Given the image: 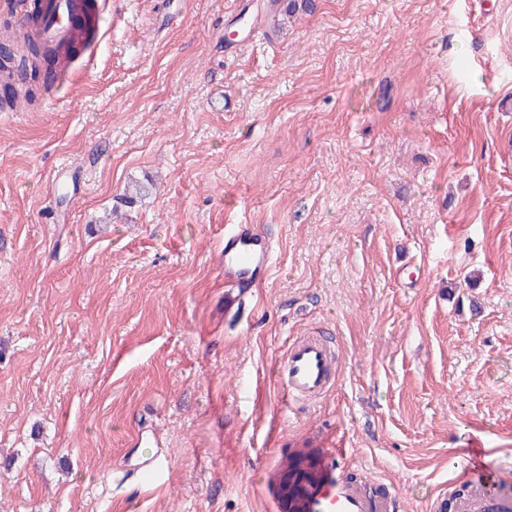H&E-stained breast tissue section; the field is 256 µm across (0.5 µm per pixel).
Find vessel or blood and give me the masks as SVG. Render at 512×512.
Instances as JSON below:
<instances>
[{
    "label": "vessel or blood",
    "mask_w": 512,
    "mask_h": 512,
    "mask_svg": "<svg viewBox=\"0 0 512 512\" xmlns=\"http://www.w3.org/2000/svg\"><path fill=\"white\" fill-rule=\"evenodd\" d=\"M76 0H39L38 11L23 10L20 23L31 28L53 47L66 46L73 34L70 16ZM275 246L261 237L255 225L224 227V276L234 288L260 287L257 272L268 271ZM335 372L334 358L323 341L314 336L293 339L279 367L283 401L287 407L317 400L328 391ZM345 449H324L321 468L312 478L301 480L290 501H276L278 512H396L397 499L373 492L366 484L343 474ZM494 464L468 470L475 495L461 499L458 512H512V495L493 487Z\"/></svg>",
    "instance_id": "1"
}]
</instances>
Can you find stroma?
<instances>
[{
	"label": "stroma",
	"instance_id": "obj_1",
	"mask_svg": "<svg viewBox=\"0 0 512 512\" xmlns=\"http://www.w3.org/2000/svg\"><path fill=\"white\" fill-rule=\"evenodd\" d=\"M96 3L0 111V512H270L338 447L437 512L473 438L512 493V0H313L230 55L239 0ZM228 224L275 243L231 307ZM308 329L338 372L291 412Z\"/></svg>",
	"mask_w": 512,
	"mask_h": 512
}]
</instances>
